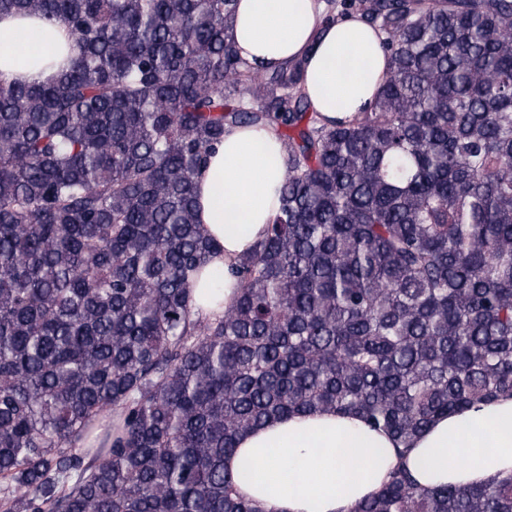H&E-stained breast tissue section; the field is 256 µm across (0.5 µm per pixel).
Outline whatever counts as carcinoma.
I'll return each mask as SVG.
<instances>
[{
	"instance_id": "cac0c4a2",
	"label": "carcinoma",
	"mask_w": 512,
	"mask_h": 512,
	"mask_svg": "<svg viewBox=\"0 0 512 512\" xmlns=\"http://www.w3.org/2000/svg\"><path fill=\"white\" fill-rule=\"evenodd\" d=\"M236 5L0 0L76 49L0 80V512H264L224 459L270 419L352 412L408 447L512 393V0H326L391 63L334 125L302 64L238 54ZM243 126L281 143L280 206L200 314L196 178ZM353 512H512V474L399 465Z\"/></svg>"
}]
</instances>
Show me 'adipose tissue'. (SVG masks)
I'll list each match as a JSON object with an SVG mask.
<instances>
[{
    "mask_svg": "<svg viewBox=\"0 0 512 512\" xmlns=\"http://www.w3.org/2000/svg\"><path fill=\"white\" fill-rule=\"evenodd\" d=\"M228 34L239 55L260 65L303 61L304 91L324 120H348L368 107L390 66L382 38L358 15L326 20L320 0H238ZM74 41L64 24L0 17V79L46 83ZM287 174L272 133L235 128L197 178L199 220L219 254L192 286L193 307L214 309L212 291L232 297L228 270L252 252L278 208ZM248 466L241 495L264 512H352L405 466L419 487L482 486L512 473V395L436 419L406 453L391 435L352 413H294L243 435L224 466Z\"/></svg>",
    "mask_w": 512,
    "mask_h": 512,
    "instance_id": "ef3b65f1",
    "label": "adipose tissue"
}]
</instances>
